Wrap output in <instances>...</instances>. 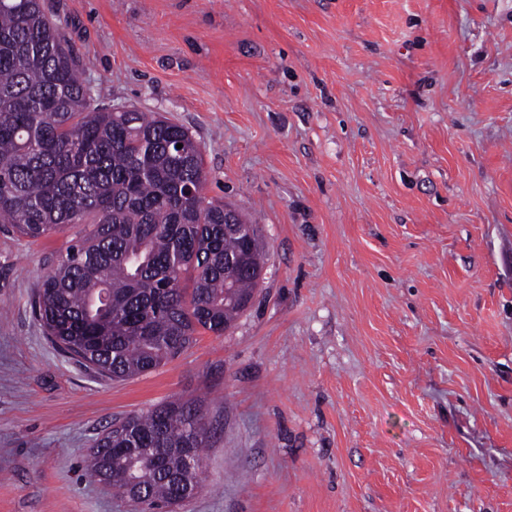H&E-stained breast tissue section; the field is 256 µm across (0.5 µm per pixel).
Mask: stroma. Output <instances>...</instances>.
I'll return each instance as SVG.
<instances>
[{"label": "stroma", "mask_w": 512, "mask_h": 512, "mask_svg": "<svg viewBox=\"0 0 512 512\" xmlns=\"http://www.w3.org/2000/svg\"><path fill=\"white\" fill-rule=\"evenodd\" d=\"M104 107L199 144L258 224L224 335L113 381L31 310L75 238L0 227V512H136L88 471L126 417L219 429L175 512H512V0H45Z\"/></svg>", "instance_id": "35a3bbf8"}]
</instances>
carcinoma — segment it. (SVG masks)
Listing matches in <instances>:
<instances>
[{"instance_id": "obj_1", "label": "carcinoma", "mask_w": 512, "mask_h": 512, "mask_svg": "<svg viewBox=\"0 0 512 512\" xmlns=\"http://www.w3.org/2000/svg\"><path fill=\"white\" fill-rule=\"evenodd\" d=\"M205 181L188 129L94 104L43 0H0V224L32 240L79 227L35 300L60 351L123 380L160 367L200 331L232 325L259 285L265 244L258 231L224 229V203L206 200ZM209 434L198 402L163 403L122 434L104 432L90 469L133 493L140 512H161L172 479L203 488Z\"/></svg>"}]
</instances>
